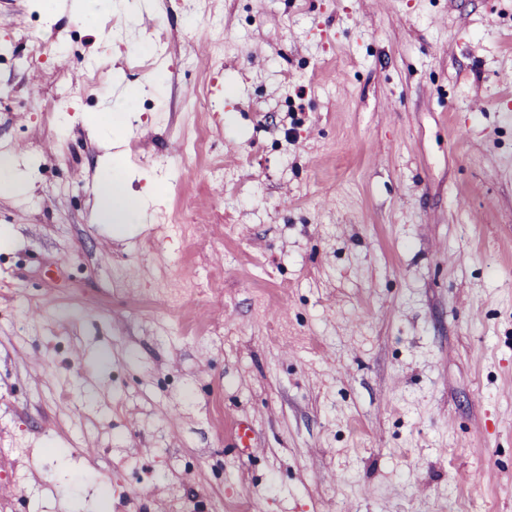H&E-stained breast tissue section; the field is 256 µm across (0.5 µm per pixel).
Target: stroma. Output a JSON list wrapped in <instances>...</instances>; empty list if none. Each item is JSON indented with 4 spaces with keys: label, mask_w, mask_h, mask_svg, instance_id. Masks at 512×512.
<instances>
[{
    "label": "stroma",
    "mask_w": 512,
    "mask_h": 512,
    "mask_svg": "<svg viewBox=\"0 0 512 512\" xmlns=\"http://www.w3.org/2000/svg\"><path fill=\"white\" fill-rule=\"evenodd\" d=\"M511 72L512 0H0V512H512ZM99 195L103 203L100 220L105 224H127L141 207V201L127 192L125 177L118 171L101 181Z\"/></svg>",
    "instance_id": "obj_1"
}]
</instances>
